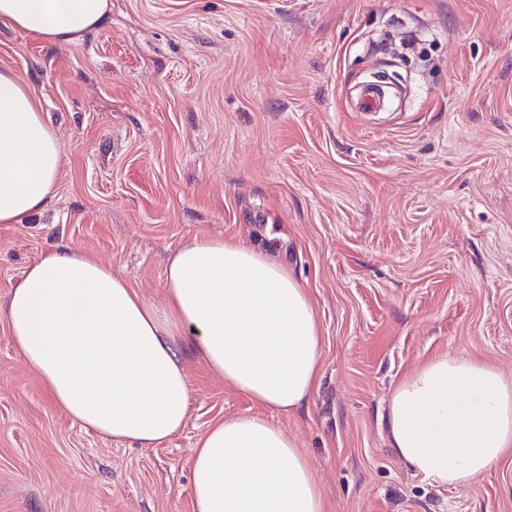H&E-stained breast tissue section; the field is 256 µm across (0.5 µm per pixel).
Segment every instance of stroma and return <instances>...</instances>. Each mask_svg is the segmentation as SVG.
I'll return each mask as SVG.
<instances>
[{
  "instance_id": "obj_1",
  "label": "stroma",
  "mask_w": 512,
  "mask_h": 512,
  "mask_svg": "<svg viewBox=\"0 0 512 512\" xmlns=\"http://www.w3.org/2000/svg\"><path fill=\"white\" fill-rule=\"evenodd\" d=\"M0 69L34 89L64 156L46 209L0 224V308L59 243L160 306L185 240L268 235L322 330L302 411L191 356L183 428L142 448L59 409L0 319V512H194L196 444L242 414L305 452L327 512H512V452L440 487L380 421L434 356L512 376V0H111L69 42L0 22ZM376 78L391 104L358 111Z\"/></svg>"
}]
</instances>
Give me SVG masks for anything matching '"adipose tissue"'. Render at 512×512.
I'll list each match as a JSON object with an SVG mask.
<instances>
[{"label": "adipose tissue", "instance_id": "obj_1", "mask_svg": "<svg viewBox=\"0 0 512 512\" xmlns=\"http://www.w3.org/2000/svg\"><path fill=\"white\" fill-rule=\"evenodd\" d=\"M110 0H0V21L72 41L103 26ZM59 137L17 74L0 70V224H20L53 198ZM163 307L110 266L58 245L26 267L4 311L10 340L54 404L99 435L143 448L184 425V362L202 360L225 387L293 414L320 379L314 302L274 247L196 236L171 255ZM397 457L454 487L512 448V378L439 355L406 374L383 414ZM195 512H325L316 472L279 426L240 415L210 426L192 458Z\"/></svg>", "mask_w": 512, "mask_h": 512}]
</instances>
